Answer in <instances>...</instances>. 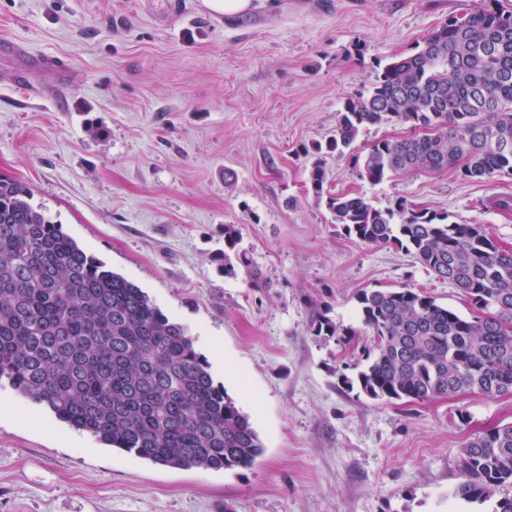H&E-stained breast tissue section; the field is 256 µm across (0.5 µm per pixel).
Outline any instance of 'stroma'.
Masks as SVG:
<instances>
[{
    "instance_id": "stroma-1",
    "label": "stroma",
    "mask_w": 512,
    "mask_h": 512,
    "mask_svg": "<svg viewBox=\"0 0 512 512\" xmlns=\"http://www.w3.org/2000/svg\"><path fill=\"white\" fill-rule=\"evenodd\" d=\"M0 0V177L87 253L182 324L264 452L248 470L175 469L98 443L0 388V512H494L453 498L470 435L512 422V395L407 405L344 384L369 337L357 298L409 288L469 315L467 298L392 244L349 236L309 190L306 148L344 103L450 16L484 0ZM37 54L67 58L68 80ZM40 87L28 98L14 75ZM326 189L379 209L398 199L512 246V179L412 171L379 183L325 156ZM235 225L259 279L224 273ZM206 9L226 16L246 14L254 7L253 0H202ZM314 331L318 336H336L337 342L342 343L344 346L350 343L352 336L361 335L353 328H341L340 325L334 324L330 319L324 316L320 317L317 321Z\"/></svg>"
}]
</instances>
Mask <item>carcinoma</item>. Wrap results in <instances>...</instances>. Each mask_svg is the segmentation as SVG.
<instances>
[{"mask_svg":"<svg viewBox=\"0 0 512 512\" xmlns=\"http://www.w3.org/2000/svg\"><path fill=\"white\" fill-rule=\"evenodd\" d=\"M397 122L411 135L352 155L379 183L408 171L453 170L464 180L512 178V11L498 0L452 16L392 58L370 93L347 100L336 133L315 156L310 190L334 222L368 244L397 245L468 298L469 317L408 288L358 297L366 363L349 388L374 400L425 403L462 392L512 393V249L474 224L401 199L378 209L324 188L322 155L350 148L367 125ZM0 178V384L114 450L177 469L252 467L263 443L215 382L186 328L136 284L87 253ZM239 232L224 227V274L254 276ZM316 335H358L322 316ZM455 496L484 502L512 487V422L473 433Z\"/></svg>","mask_w":512,"mask_h":512,"instance_id":"carcinoma-1","label":"carcinoma"}]
</instances>
